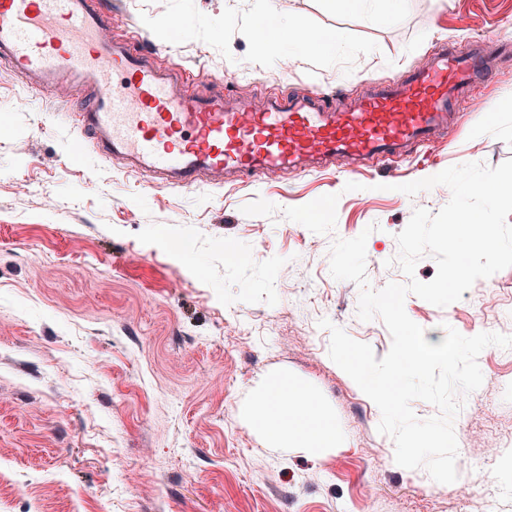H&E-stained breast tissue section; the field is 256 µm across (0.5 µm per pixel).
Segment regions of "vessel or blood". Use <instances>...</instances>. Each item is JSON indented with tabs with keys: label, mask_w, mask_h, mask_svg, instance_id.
Wrapping results in <instances>:
<instances>
[{
	"label": "vessel or blood",
	"mask_w": 512,
	"mask_h": 512,
	"mask_svg": "<svg viewBox=\"0 0 512 512\" xmlns=\"http://www.w3.org/2000/svg\"><path fill=\"white\" fill-rule=\"evenodd\" d=\"M107 21L101 0H0V62L35 89L86 87L73 112L70 160L85 159L91 140L128 170L189 191L339 156L392 160L430 143L454 101L497 75L485 43L446 44L422 66L366 80L350 106L287 95L255 109L220 89L182 91L150 50L106 37Z\"/></svg>",
	"instance_id": "vessel-or-blood-1"
}]
</instances>
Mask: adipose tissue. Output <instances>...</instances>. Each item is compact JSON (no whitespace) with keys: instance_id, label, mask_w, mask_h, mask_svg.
I'll return each instance as SVG.
<instances>
[{"instance_id":"1","label":"adipose tissue","mask_w":512,"mask_h":512,"mask_svg":"<svg viewBox=\"0 0 512 512\" xmlns=\"http://www.w3.org/2000/svg\"><path fill=\"white\" fill-rule=\"evenodd\" d=\"M258 420L263 427L277 428L280 436L296 445L329 448L336 443L335 421L317 412L308 392L299 385L277 386L275 396L264 399Z\"/></svg>"}]
</instances>
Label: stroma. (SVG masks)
Here are the masks:
<instances>
[{"label": "stroma", "mask_w": 512, "mask_h": 512, "mask_svg": "<svg viewBox=\"0 0 512 512\" xmlns=\"http://www.w3.org/2000/svg\"><path fill=\"white\" fill-rule=\"evenodd\" d=\"M117 41L157 52L189 93L220 83L261 106L279 94L356 98L445 42L512 38V0H108ZM333 37L326 50L263 45V14ZM182 19L180 32L169 28ZM481 95L491 116L459 100L453 123L408 156L356 174L288 170L194 191L120 161L66 158L80 87L25 88L0 66V512H512L497 493L512 474V349L485 348V384L454 422L458 479L396 464L376 404L329 357L321 320L368 343L392 337L357 315L360 288L329 271L335 240L368 232L372 289L405 282L395 240L414 209L438 212L443 185H398L469 162L512 158V51L494 54ZM357 183L346 191L347 183ZM377 231H370V224ZM234 243L245 261L224 260ZM512 267L461 300L405 310L437 341L512 336ZM300 383L336 422L335 447H290L257 429L268 383Z\"/></svg>", "instance_id": "obj_1"}]
</instances>
